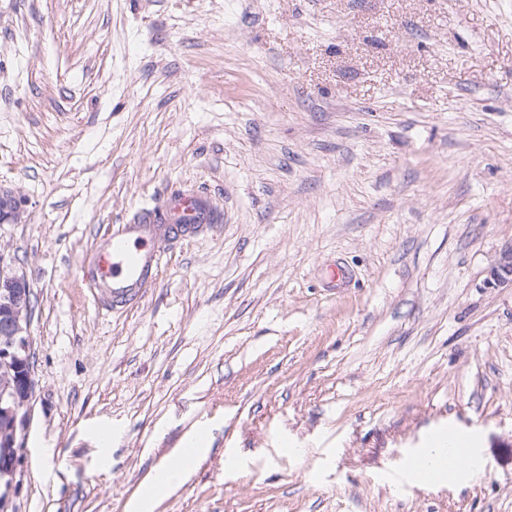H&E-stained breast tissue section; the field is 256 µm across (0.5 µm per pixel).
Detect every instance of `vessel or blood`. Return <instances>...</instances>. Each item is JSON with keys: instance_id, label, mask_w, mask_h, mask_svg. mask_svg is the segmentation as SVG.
<instances>
[{"instance_id": "b4317fda", "label": "vessel or blood", "mask_w": 512, "mask_h": 512, "mask_svg": "<svg viewBox=\"0 0 512 512\" xmlns=\"http://www.w3.org/2000/svg\"><path fill=\"white\" fill-rule=\"evenodd\" d=\"M220 211L209 195L186 188L126 223L109 225L95 235L81 262V280L101 311L138 305L145 288L156 283L167 249L218 227Z\"/></svg>"}]
</instances>
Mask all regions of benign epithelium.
<instances>
[{"mask_svg": "<svg viewBox=\"0 0 512 512\" xmlns=\"http://www.w3.org/2000/svg\"><path fill=\"white\" fill-rule=\"evenodd\" d=\"M26 201L0 188V224L25 221ZM32 292L22 261L0 250V512H10L17 469L25 452L32 377Z\"/></svg>", "mask_w": 512, "mask_h": 512, "instance_id": "benign-epithelium-1", "label": "benign epithelium"}]
</instances>
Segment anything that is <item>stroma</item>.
Here are the masks:
<instances>
[{
  "label": "stroma",
  "instance_id": "obj_1",
  "mask_svg": "<svg viewBox=\"0 0 512 512\" xmlns=\"http://www.w3.org/2000/svg\"><path fill=\"white\" fill-rule=\"evenodd\" d=\"M235 2L0 0L28 214L0 249L33 292L13 512H126L198 432L155 512H512V0ZM190 187L221 226L98 311L95 234ZM450 426L481 470L392 479Z\"/></svg>",
  "mask_w": 512,
  "mask_h": 512
}]
</instances>
